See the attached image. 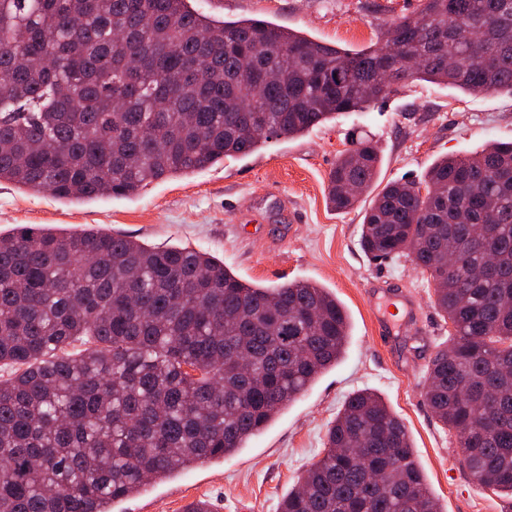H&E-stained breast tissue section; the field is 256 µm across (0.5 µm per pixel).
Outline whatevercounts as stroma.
Wrapping results in <instances>:
<instances>
[{
    "label": "stroma",
    "mask_w": 512,
    "mask_h": 512,
    "mask_svg": "<svg viewBox=\"0 0 512 512\" xmlns=\"http://www.w3.org/2000/svg\"><path fill=\"white\" fill-rule=\"evenodd\" d=\"M419 0H200L217 18L268 19L341 47L379 43L386 26ZM372 140L379 185L421 181L441 157L487 141L512 142V95H470L426 81L385 102L293 139L189 176L154 182L136 197L68 202L0 184V231L23 224L121 232L156 247L182 246L222 260L242 279L274 285L310 280L345 306L351 336L343 359L235 457L200 464L115 502L114 512H184L199 499L214 512H278L279 503L323 452L327 427L346 397L372 390L405 423L440 512H512V499L474 483L455 440L424 396L426 366L448 339L432 284L406 260L372 259L360 243L370 196L346 212L327 201L330 170L350 133ZM413 297L416 329L395 326L381 341L374 319L386 296Z\"/></svg>",
    "instance_id": "obj_1"
}]
</instances>
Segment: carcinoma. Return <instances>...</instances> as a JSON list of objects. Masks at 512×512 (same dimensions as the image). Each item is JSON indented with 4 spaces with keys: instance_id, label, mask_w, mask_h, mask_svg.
Here are the masks:
<instances>
[{
    "instance_id": "obj_1",
    "label": "carcinoma",
    "mask_w": 512,
    "mask_h": 512,
    "mask_svg": "<svg viewBox=\"0 0 512 512\" xmlns=\"http://www.w3.org/2000/svg\"><path fill=\"white\" fill-rule=\"evenodd\" d=\"M191 0H0V182L57 199L132 196L246 157L408 81L512 95V0H419L349 49ZM49 56L48 69L17 55ZM362 137L335 210L378 180ZM361 245L429 276L450 324L427 401L479 485L512 497V142L437 160L365 210ZM317 283H248L209 254L94 228L0 233V512H112L150 482L230 458L346 350ZM84 348L75 349V343ZM279 512H437L404 422L353 393Z\"/></svg>"
}]
</instances>
